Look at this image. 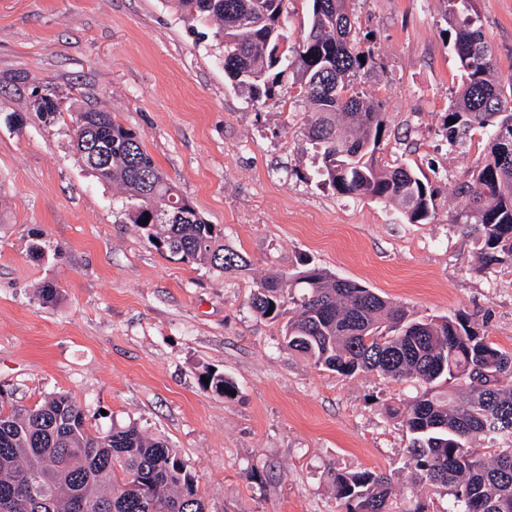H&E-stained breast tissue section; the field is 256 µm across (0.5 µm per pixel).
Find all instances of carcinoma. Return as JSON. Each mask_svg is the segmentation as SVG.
I'll list each match as a JSON object with an SVG mask.
<instances>
[{"label": "carcinoma", "mask_w": 512, "mask_h": 512, "mask_svg": "<svg viewBox=\"0 0 512 512\" xmlns=\"http://www.w3.org/2000/svg\"><path fill=\"white\" fill-rule=\"evenodd\" d=\"M190 26L212 31L224 73L254 103L275 97L292 74L307 107L305 137L321 159L319 176L339 195L397 207L420 224L434 208L427 177L375 159L387 115L355 91L364 69L355 46V0H310L308 28L286 46L288 0H171ZM462 87L444 124L448 146L489 128L483 162L462 182L467 198L453 223L479 247L481 267L512 266V84L503 85L478 19L453 29ZM456 123H450V120ZM73 142L100 182L121 190L128 220L159 251L222 273L249 261L181 194L146 152L142 135L108 112L75 113ZM105 145L97 167L92 150ZM260 318L282 323L283 346L336 374L376 372L423 392L391 411L410 434V480L448 492V512H512V351L461 318H417L377 292L320 267L264 276L248 301ZM203 385L226 399L234 383L215 370ZM458 386L454 399L437 392ZM331 487L345 512H388L391 478L369 470L335 472ZM0 512H206L186 461L136 425L88 430L67 392L24 408L0 402Z\"/></svg>", "instance_id": "cac0c4a2"}]
</instances>
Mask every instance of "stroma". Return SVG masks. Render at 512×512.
<instances>
[{"label": "stroma", "instance_id": "stroma-1", "mask_svg": "<svg viewBox=\"0 0 512 512\" xmlns=\"http://www.w3.org/2000/svg\"><path fill=\"white\" fill-rule=\"evenodd\" d=\"M469 11L512 79V0ZM353 20L370 59L354 87L389 119L376 157L423 171L431 223L320 185L304 105L285 87L262 105L235 91L168 0H0V400L66 391L89 429L137 424L192 466L208 512H343L329 474L363 470L392 475V512H448L445 490L405 485L410 435L388 409L412 384L316 367L248 305L263 276L309 262L418 315H461L512 350V267L481 269L453 221L489 133L453 148L442 136L461 88L448 0H356ZM44 95L54 114L36 112ZM88 107L141 133L245 270L171 260L129 223L74 147ZM47 283L52 304L37 298ZM208 367L235 383L233 399L202 388Z\"/></svg>", "mask_w": 512, "mask_h": 512}]
</instances>
